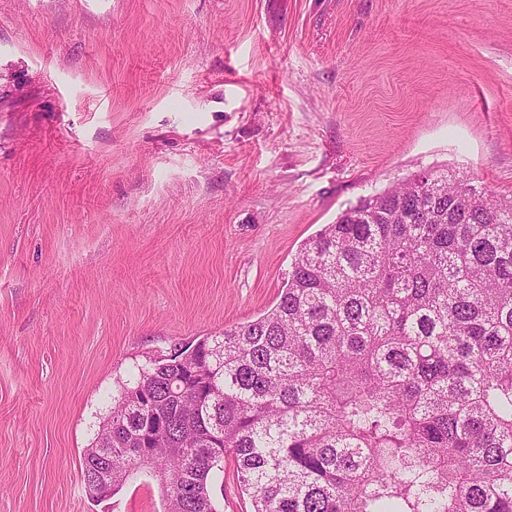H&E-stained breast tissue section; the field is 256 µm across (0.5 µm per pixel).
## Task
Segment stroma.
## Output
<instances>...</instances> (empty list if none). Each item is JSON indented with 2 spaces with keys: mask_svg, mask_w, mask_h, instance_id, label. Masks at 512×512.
I'll return each instance as SVG.
<instances>
[{
  "mask_svg": "<svg viewBox=\"0 0 512 512\" xmlns=\"http://www.w3.org/2000/svg\"><path fill=\"white\" fill-rule=\"evenodd\" d=\"M441 168L512 196V0H0V512H163L84 489L122 384Z\"/></svg>",
  "mask_w": 512,
  "mask_h": 512,
  "instance_id": "stroma-1",
  "label": "stroma"
}]
</instances>
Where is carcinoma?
Instances as JSON below:
<instances>
[{
	"instance_id": "cac0c4a2",
	"label": "carcinoma",
	"mask_w": 512,
	"mask_h": 512,
	"mask_svg": "<svg viewBox=\"0 0 512 512\" xmlns=\"http://www.w3.org/2000/svg\"><path fill=\"white\" fill-rule=\"evenodd\" d=\"M112 428V494L221 512H512V197L447 169L362 197L308 238L253 321L155 359ZM223 461L224 474L221 480L223 479L224 492H220V483L216 486V495L222 512H251V498L239 487L233 462L224 459Z\"/></svg>"
}]
</instances>
